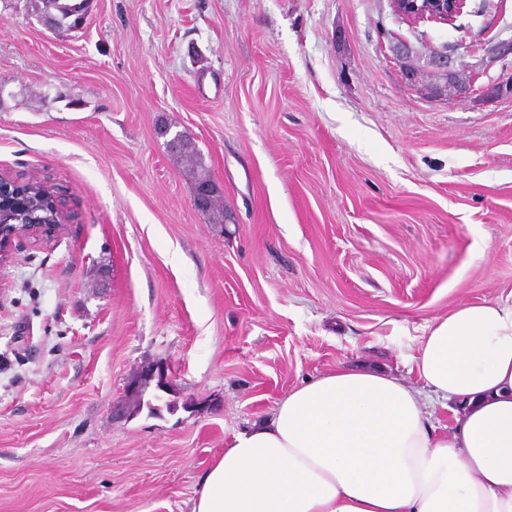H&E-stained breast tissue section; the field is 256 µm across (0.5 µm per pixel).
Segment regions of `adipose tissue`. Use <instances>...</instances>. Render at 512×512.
<instances>
[{
	"mask_svg": "<svg viewBox=\"0 0 512 512\" xmlns=\"http://www.w3.org/2000/svg\"><path fill=\"white\" fill-rule=\"evenodd\" d=\"M416 389L340 365L236 433L192 512H512V302L458 307L428 328ZM455 404L438 434L423 391Z\"/></svg>",
	"mask_w": 512,
	"mask_h": 512,
	"instance_id": "ef3b65f1",
	"label": "adipose tissue"
}]
</instances>
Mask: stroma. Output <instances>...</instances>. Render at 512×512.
I'll return each instance as SVG.
<instances>
[{"instance_id":"stroma-1","label":"stroma","mask_w":512,"mask_h":512,"mask_svg":"<svg viewBox=\"0 0 512 512\" xmlns=\"http://www.w3.org/2000/svg\"><path fill=\"white\" fill-rule=\"evenodd\" d=\"M474 4L454 58L488 85L474 48L512 39V0ZM382 29L412 35L390 0H94L62 38L0 0V174L72 214L0 269V512H190L291 389L339 364L420 387L435 319L512 297V97H427ZM165 123L227 222L194 208ZM156 361L166 389L113 418ZM188 137L190 135L186 131H176L166 141L168 150L174 151L177 144ZM170 153L173 160L183 163V174L190 181L191 185L195 186L199 182L193 192L192 202L195 209L203 211L210 197L219 192L216 182L211 179V171L205 162L204 154L198 147L197 142L191 138H188L177 151ZM215 211L224 212L223 200L219 193L212 199L208 212L203 211L202 213L211 216L210 212Z\"/></svg>"}]
</instances>
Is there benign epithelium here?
Here are the masks:
<instances>
[{
	"label": "benign epithelium",
	"mask_w": 512,
	"mask_h": 512,
	"mask_svg": "<svg viewBox=\"0 0 512 512\" xmlns=\"http://www.w3.org/2000/svg\"><path fill=\"white\" fill-rule=\"evenodd\" d=\"M468 0H392L395 14L412 26L422 22L453 25L463 15L471 16L475 11L467 10ZM90 15L65 27L46 21V29L56 35H71L82 31ZM481 48L487 51L486 58L492 64L512 57V40H490ZM392 59L400 68L403 82L425 91L433 98L445 97L466 102L479 96L497 98L512 96V75L506 80L485 88L475 86L472 76L464 75L454 66L452 54L457 46L450 45L427 56L422 55L405 37L389 45ZM219 192L213 180L200 182L193 192V206L204 210L210 197ZM65 199L62 193L47 181L38 178L20 181L0 177V267L8 262L13 248L24 239L50 236L66 219Z\"/></svg>",
	"instance_id": "benign-epithelium-1"
}]
</instances>
